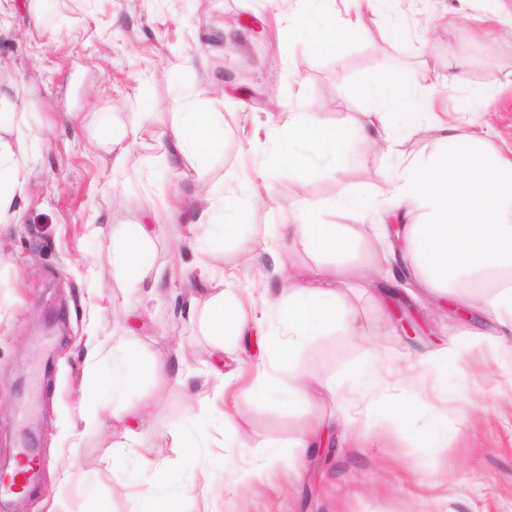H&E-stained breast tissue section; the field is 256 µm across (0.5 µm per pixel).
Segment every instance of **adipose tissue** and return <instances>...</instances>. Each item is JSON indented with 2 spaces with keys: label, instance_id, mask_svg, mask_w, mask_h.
I'll return each mask as SVG.
<instances>
[{
  "label": "adipose tissue",
  "instance_id": "1",
  "mask_svg": "<svg viewBox=\"0 0 512 512\" xmlns=\"http://www.w3.org/2000/svg\"><path fill=\"white\" fill-rule=\"evenodd\" d=\"M298 8L290 17L292 26L306 28L312 47L334 49L338 40L356 34L361 20L349 22L343 29L331 23L332 0H297ZM424 75L408 82L378 81L361 91L364 120L347 126L328 125L310 113L290 108L288 113V157L302 167H335L350 141L370 143L393 138L395 131L377 125L375 116L396 112L407 119V131L438 135L437 149L429 156L402 159L396 179L384 180L375 193L355 188L336 201L339 224L324 223L301 215L283 225L281 237L301 241L313 253L340 255L353 243L374 236L384 241L381 260L363 274L364 287H374L378 275L392 279L409 277L431 298L451 295L455 306L471 311L472 321L466 333L471 345L451 343L439 350L420 355L410 369L413 377L426 380L431 371L448 363L459 364L472 347L498 348L512 342V146L495 149L476 124L448 125L433 122L427 103L418 93ZM38 88L34 83L16 88L13 82L0 81V224L24 223L30 196V172L43 158L45 133L27 125ZM224 122L220 112L209 111L198 93H189L181 112L165 130L156 129L149 118L139 125L119 129L111 137L119 155L151 139L157 142L164 159L171 164H188L204 171L213 148V138ZM266 179L265 168L254 164L252 170L231 176L228 187H215L199 194L191 203L198 225L212 226L214 215H221L225 233H232L253 205L259 184ZM418 210L422 220L403 223L409 210ZM381 210L399 223L397 232L387 225L367 223L369 213ZM397 236V246L387 243ZM152 237L145 224L123 225L119 234L102 246L114 273L128 280H140L151 274L154 285H161L163 267L153 266ZM198 265L208 273L215 288L208 300L207 325L213 335L252 339L261 335L260 322L243 310L239 295L224 286V268L215 253L201 250ZM347 265L314 268L309 277L290 279L285 288L266 300L269 314L279 317L286 335L274 357L257 369L254 393L276 388L288 397L306 396L314 381L295 366V354L311 336L344 327L355 330L356 319L345 292L337 281L350 278ZM156 362H145L131 354L112 331L92 335L84 361L79 388V423L72 434L71 448H78L82 437L103 432L107 421L102 408L105 401L122 403L130 389L144 376L164 375ZM326 394L340 408L363 406L366 411L388 403L387 418L403 420L405 409L391 405L388 383L381 368H374L360 379L351 396L338 388L326 387ZM140 468L150 482L170 480L174 473H187L201 494L211 492L208 467L197 457L158 459L143 457Z\"/></svg>",
  "mask_w": 512,
  "mask_h": 512
}]
</instances>
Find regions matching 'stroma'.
I'll return each instance as SVG.
<instances>
[{
  "instance_id": "obj_1",
  "label": "stroma",
  "mask_w": 512,
  "mask_h": 512,
  "mask_svg": "<svg viewBox=\"0 0 512 512\" xmlns=\"http://www.w3.org/2000/svg\"><path fill=\"white\" fill-rule=\"evenodd\" d=\"M491 0H389L372 25L346 41L338 54L311 48L289 28L296 8L286 0L279 13L263 0H45L41 27L24 13L0 15V76L17 83L37 80L41 92L27 120L48 139L44 159L31 172L27 221L0 231L7 253L0 258V463L33 443L39 479L19 497V512H44L42 503L62 494L74 512L108 500L114 512H141L133 493L139 474L113 472L90 462L126 441L136 454L177 457L172 437L189 444L220 423L208 410L209 365L222 359L225 375L250 381L257 346L219 353L216 337L199 318L209 294L195 271L197 225L192 213L172 223L161 193L188 198L201 192L190 166L170 169L164 181L150 178L149 159L160 155L153 141L130 152L121 164L108 153L112 130L136 126L143 113L169 125L182 88L223 87L211 109L224 115V139L209 159V184L232 172L264 163L263 195L232 236L215 231L225 285L255 301L275 294L290 271L333 265L301 242L291 246V268L280 267L278 224L288 208L310 207L333 223L336 199L361 180L378 185L396 174L401 155L432 153V139L399 137L351 146L344 171H308L288 166L278 151L285 118L269 102L301 106L321 122L346 125L359 118L361 89L380 79L406 77L428 68L463 72L465 85L441 87L434 110L441 119L469 123L494 95L487 139L512 143V45L475 37L478 19ZM238 18L233 41L212 45L225 16ZM439 25L444 39L432 38ZM402 35L389 39L391 29ZM299 59L288 65L289 55ZM204 56L205 68H180L182 57ZM335 111H327V100ZM112 124L102 127L98 115ZM147 224L153 261L165 266V287L127 284L99 256L103 236L120 225ZM359 333L330 331L310 337L295 359L319 382L350 387L355 373L368 372L372 354L403 369L419 353L448 343L447 309L419 307L425 331L407 333L392 317L389 301L369 292L352 297ZM114 335L133 330L137 348L169 372L135 387L127 415L112 419L106 433L85 437L74 455L57 456L78 407L74 388L84 365L86 341L100 327ZM195 368L188 386L174 380L183 366ZM437 393L420 394L404 375L399 399L410 407L400 426L362 414L351 434L332 430L328 446L313 450L294 478L287 457L274 468L275 487L236 483L248 461L286 445L318 416L336 413L327 395L295 400L275 390L229 400L226 448L207 451L222 512H512V345L479 347L458 366L431 377ZM70 466L73 478L58 489L51 472Z\"/></svg>"
}]
</instances>
